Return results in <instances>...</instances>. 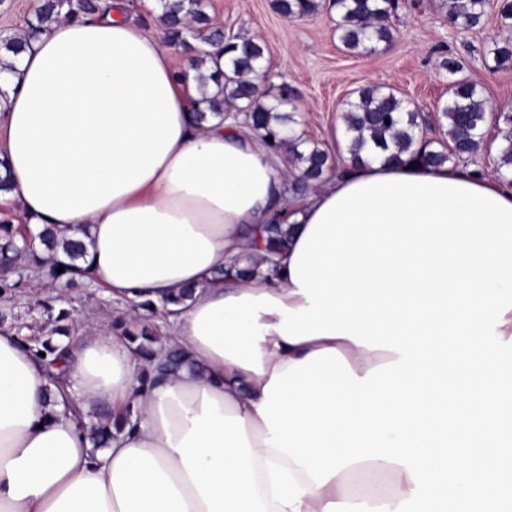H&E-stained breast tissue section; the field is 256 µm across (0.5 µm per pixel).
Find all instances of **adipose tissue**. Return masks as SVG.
Returning a JSON list of instances; mask_svg holds the SVG:
<instances>
[{"instance_id": "adipose-tissue-1", "label": "adipose tissue", "mask_w": 512, "mask_h": 512, "mask_svg": "<svg viewBox=\"0 0 512 512\" xmlns=\"http://www.w3.org/2000/svg\"><path fill=\"white\" fill-rule=\"evenodd\" d=\"M108 2L0 71V154L32 231L88 225L85 278L134 313L174 298L189 363L141 385L92 324L59 389L0 331V512L512 506V177L347 162L292 197L259 138L192 124L193 76ZM281 207L279 278H218ZM108 400L138 422L100 449L72 409Z\"/></svg>"}]
</instances>
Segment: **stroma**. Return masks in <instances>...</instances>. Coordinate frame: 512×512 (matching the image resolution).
<instances>
[{"label": "stroma", "instance_id": "stroma-1", "mask_svg": "<svg viewBox=\"0 0 512 512\" xmlns=\"http://www.w3.org/2000/svg\"><path fill=\"white\" fill-rule=\"evenodd\" d=\"M407 7L394 21L395 41L370 55L345 50L336 34L335 17L327 10L299 20L283 18L273 0H205L213 23L225 31L254 38L265 47L266 83L271 88L288 84V111L297 119L295 129L305 138L333 143L341 127L344 102L360 87L387 85L425 115L427 137L439 139L443 130L436 120L438 107L448 98V74L441 68L444 55L453 53L465 62L464 78L482 89L485 100L498 111H512V69L498 70L488 50L494 43L512 41L496 12H489L481 27L464 31L452 26L434 0ZM21 285L9 297H0L4 325L22 336H43L49 331L36 302L55 297L56 308L74 315L72 336H80L93 321L110 331L124 303L112 299L106 288L83 280L71 289L52 281L46 271L20 264L14 274Z\"/></svg>", "mask_w": 512, "mask_h": 512}]
</instances>
